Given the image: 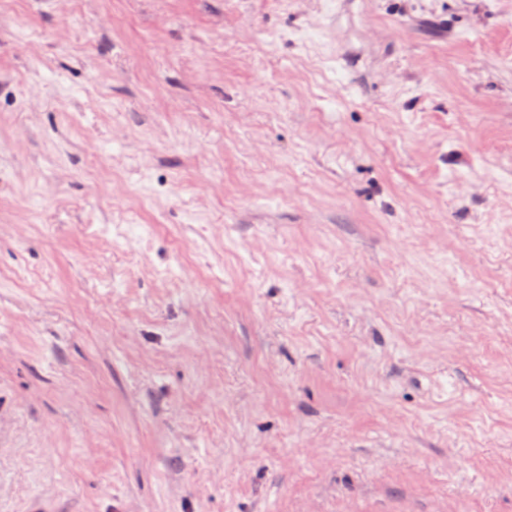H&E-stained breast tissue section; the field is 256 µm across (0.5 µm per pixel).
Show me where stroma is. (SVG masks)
Returning a JSON list of instances; mask_svg holds the SVG:
<instances>
[{"label": "stroma", "instance_id": "stroma-1", "mask_svg": "<svg viewBox=\"0 0 512 512\" xmlns=\"http://www.w3.org/2000/svg\"><path fill=\"white\" fill-rule=\"evenodd\" d=\"M512 512V0H0V512Z\"/></svg>", "mask_w": 512, "mask_h": 512}]
</instances>
